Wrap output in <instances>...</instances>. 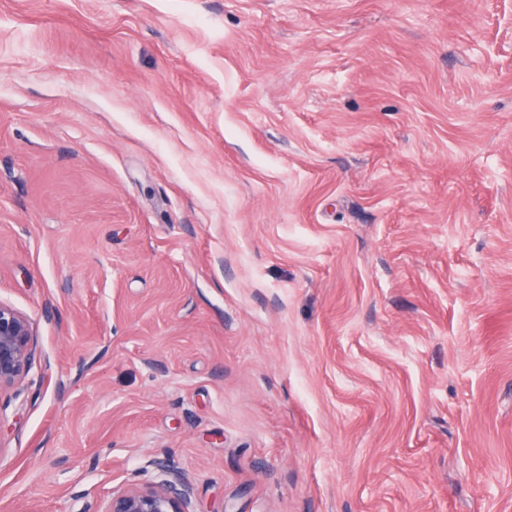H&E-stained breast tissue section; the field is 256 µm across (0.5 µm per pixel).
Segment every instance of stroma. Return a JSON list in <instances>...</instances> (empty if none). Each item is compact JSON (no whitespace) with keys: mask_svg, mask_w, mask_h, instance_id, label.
<instances>
[{"mask_svg":"<svg viewBox=\"0 0 512 512\" xmlns=\"http://www.w3.org/2000/svg\"><path fill=\"white\" fill-rule=\"evenodd\" d=\"M0 512H512V0H0ZM33 327L30 320L0 302V392L18 384L33 361ZM192 488L179 476L159 486L141 488L131 486L112 495L105 510L92 505L85 512H192L188 509Z\"/></svg>","mask_w":512,"mask_h":512,"instance_id":"obj_1","label":"stroma"}]
</instances>
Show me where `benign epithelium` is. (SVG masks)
Wrapping results in <instances>:
<instances>
[{
	"label": "benign epithelium",
	"mask_w": 512,
	"mask_h": 512,
	"mask_svg": "<svg viewBox=\"0 0 512 512\" xmlns=\"http://www.w3.org/2000/svg\"><path fill=\"white\" fill-rule=\"evenodd\" d=\"M33 327L13 307L0 302V391L18 384L33 361ZM192 488L176 476L159 486H131L112 495L103 512H191Z\"/></svg>",
	"instance_id": "1"
}]
</instances>
